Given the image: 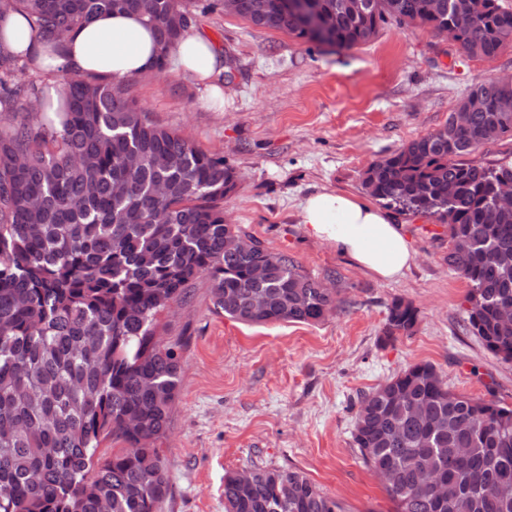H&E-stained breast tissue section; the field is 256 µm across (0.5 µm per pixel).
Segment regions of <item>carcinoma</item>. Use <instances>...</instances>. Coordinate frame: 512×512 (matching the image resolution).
<instances>
[{
  "instance_id": "obj_1",
  "label": "carcinoma",
  "mask_w": 512,
  "mask_h": 512,
  "mask_svg": "<svg viewBox=\"0 0 512 512\" xmlns=\"http://www.w3.org/2000/svg\"><path fill=\"white\" fill-rule=\"evenodd\" d=\"M234 14L310 39L283 0H240ZM313 0L331 20L335 47L368 43L379 28L453 26L470 57L512 47V10L471 0L456 22L448 0ZM193 0H10L42 38L60 45L92 17L133 12L153 31L155 71L188 31ZM20 54L0 43V112L40 100L14 82ZM64 109L0 128V512H161L169 493L158 443L179 397L181 360L157 341L161 313L197 278L210 277L215 310L244 324L316 323L337 309L336 291L292 257L264 248L224 220L237 172L155 124L124 80L61 71ZM470 127L452 121L374 160L365 193L402 215L446 227L448 266L470 285L467 330L512 362V209L495 183L512 162L474 158L512 138V77L475 84ZM462 239L467 247L457 248ZM264 277H252V265ZM410 302L389 308L384 335L413 330ZM116 448L101 451L106 441ZM354 445L386 472L393 512H512V408L448 389L430 363H416L363 394ZM448 484L442 498L418 470ZM225 512H344L303 473L255 467L242 483L224 476Z\"/></svg>"
}]
</instances>
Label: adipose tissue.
<instances>
[{
	"label": "adipose tissue",
	"instance_id": "adipose-tissue-1",
	"mask_svg": "<svg viewBox=\"0 0 512 512\" xmlns=\"http://www.w3.org/2000/svg\"><path fill=\"white\" fill-rule=\"evenodd\" d=\"M0 34L11 48L31 54L47 71L121 79L152 68L158 54L151 29L132 13L96 17L67 39L63 47L47 43L26 16L0 20ZM171 56L178 68L208 82L220 96L216 78L224 69L221 53L198 34H189ZM307 233L334 246L338 253L383 280H394L414 263L415 253L401 226L382 209L345 194L318 193L302 207Z\"/></svg>",
	"mask_w": 512,
	"mask_h": 512
}]
</instances>
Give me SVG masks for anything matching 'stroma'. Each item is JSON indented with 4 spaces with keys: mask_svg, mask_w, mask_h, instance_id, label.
Segmentation results:
<instances>
[{
    "mask_svg": "<svg viewBox=\"0 0 512 512\" xmlns=\"http://www.w3.org/2000/svg\"><path fill=\"white\" fill-rule=\"evenodd\" d=\"M190 30L224 58L222 98L173 64L130 77L133 95L153 122L223 153L241 177L224 200L227 222L337 289L340 306L315 324L250 326L214 309L204 275L162 316L161 338L181 357L160 445L170 484L162 512H224L225 474L254 465L304 473L346 512H391L353 445L360 395L428 362L452 391L512 405V362L467 332L469 286L448 266L442 224L400 217L417 259L387 282L310 237L300 204L319 192L362 196L371 162L441 128L476 83L512 76V49L469 58L428 27L389 23L366 44L328 50L200 6ZM397 300L419 321L387 342Z\"/></svg>",
    "mask_w": 512,
    "mask_h": 512,
    "instance_id": "35a3bbf8",
    "label": "stroma"
}]
</instances>
